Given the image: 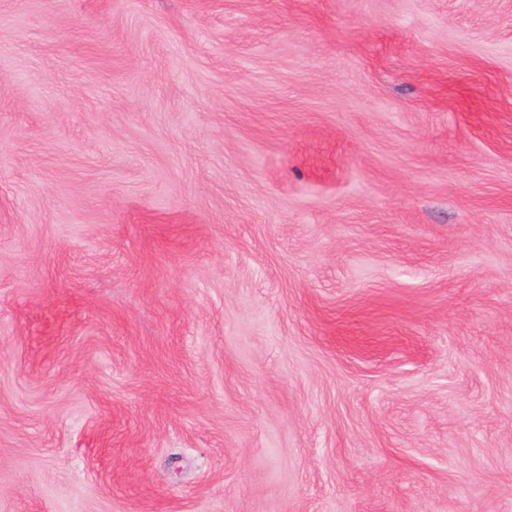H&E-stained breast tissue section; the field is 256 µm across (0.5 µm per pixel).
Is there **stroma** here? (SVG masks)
<instances>
[{"label": "stroma", "instance_id": "stroma-1", "mask_svg": "<svg viewBox=\"0 0 512 512\" xmlns=\"http://www.w3.org/2000/svg\"><path fill=\"white\" fill-rule=\"evenodd\" d=\"M0 512H512V0H0Z\"/></svg>", "mask_w": 512, "mask_h": 512}]
</instances>
